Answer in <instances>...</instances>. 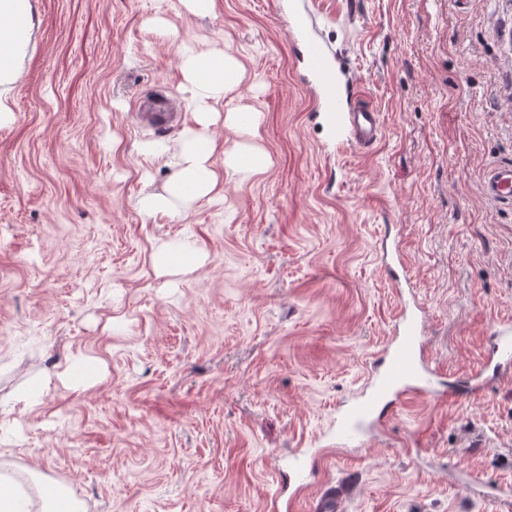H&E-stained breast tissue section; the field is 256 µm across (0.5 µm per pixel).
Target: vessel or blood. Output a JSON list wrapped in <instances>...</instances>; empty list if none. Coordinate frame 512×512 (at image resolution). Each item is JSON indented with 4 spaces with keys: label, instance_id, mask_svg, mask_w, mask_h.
Instances as JSON below:
<instances>
[{
    "label": "vessel or blood",
    "instance_id": "b4317fda",
    "mask_svg": "<svg viewBox=\"0 0 512 512\" xmlns=\"http://www.w3.org/2000/svg\"><path fill=\"white\" fill-rule=\"evenodd\" d=\"M311 77L318 85L316 102L325 112L330 125L350 129L351 141L362 149L371 148L380 138L379 114L364 100L363 92L353 95L352 107H345L340 87L334 86V72L325 63L323 49L312 42L304 46ZM135 122H147L151 128L173 126L176 113L163 101L150 102L144 112L134 113ZM484 194L494 200L512 203V165L492 168L483 181ZM425 327L408 308L401 306L398 315V336L388 346L382 364L375 368L370 391L351 403L336 422V437L342 443L358 439L363 425L370 421L378 405L392 395H404L438 401L442 395L434 387L437 375L425 361L423 336ZM490 355L500 365L512 364V328L503 327L493 338Z\"/></svg>",
    "mask_w": 512,
    "mask_h": 512
}]
</instances>
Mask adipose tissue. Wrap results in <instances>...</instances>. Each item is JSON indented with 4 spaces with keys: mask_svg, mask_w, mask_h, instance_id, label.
Returning <instances> with one entry per match:
<instances>
[{
    "mask_svg": "<svg viewBox=\"0 0 512 512\" xmlns=\"http://www.w3.org/2000/svg\"><path fill=\"white\" fill-rule=\"evenodd\" d=\"M34 27L31 0H0V121L11 112L6 94ZM183 72L197 108L196 124L180 134L178 168L164 192L143 199L142 208L148 213L188 207L214 193L221 182L211 163L215 141L209 132L210 102L234 90L243 78V66L226 51L196 53L185 58Z\"/></svg>",
    "mask_w": 512,
    "mask_h": 512,
    "instance_id": "1",
    "label": "adipose tissue"
}]
</instances>
